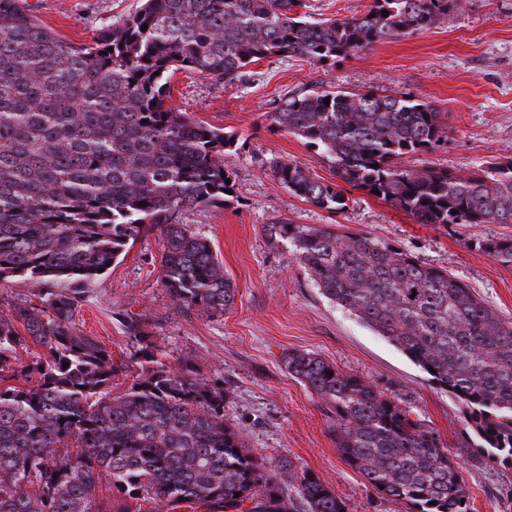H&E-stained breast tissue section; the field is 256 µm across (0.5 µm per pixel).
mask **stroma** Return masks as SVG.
Returning <instances> with one entry per match:
<instances>
[{"mask_svg":"<svg viewBox=\"0 0 512 512\" xmlns=\"http://www.w3.org/2000/svg\"><path fill=\"white\" fill-rule=\"evenodd\" d=\"M140 5L26 0L41 24L77 43ZM170 87L168 106L238 136L236 151L225 159L234 183L230 201L177 216L210 239L236 298L215 313L176 306L161 283V235L155 228L143 230L89 285L75 317L77 328L97 337L121 366L112 392L124 391L141 370L140 336L128 328L139 321L169 364L191 361L201 378L223 384L225 422L244 432L248 447L268 466L288 459L311 470L347 502L348 512H405L346 464L319 398L285 369L287 353L308 352L342 372L402 391L411 419L447 445L469 489L470 512H512V467L470 448L458 402L392 342L324 298L293 258L292 245L265 230L281 222L368 235L448 271L512 318V266L467 246L473 237L512 235V224H418L363 190L348 193L345 208L333 212L292 194L264 165L276 156L299 162L322 182L335 181L331 162L318 149L269 119L288 97L320 89L398 92L447 113V144L404 156L400 167L465 176L512 159V0H466L461 12L429 29L335 62L266 59L231 84L180 69Z\"/></svg>","mask_w":512,"mask_h":512,"instance_id":"35a3bbf8","label":"stroma"}]
</instances>
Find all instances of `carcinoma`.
Masks as SVG:
<instances>
[{
    "label": "carcinoma",
    "mask_w": 512,
    "mask_h": 512,
    "mask_svg": "<svg viewBox=\"0 0 512 512\" xmlns=\"http://www.w3.org/2000/svg\"><path fill=\"white\" fill-rule=\"evenodd\" d=\"M463 2L374 0L361 16L316 21L297 12L301 0H143L76 46L24 0H0V282L50 284L0 311V512H348L311 471L288 459L269 467L247 448L224 422V387L187 360L172 366L148 343L137 379L111 394L117 366L74 316L83 285L148 226L159 228L162 284L175 304L217 312L234 303L211 241L175 218L224 201V157L237 135L167 106L172 73L231 84L272 57L343 59L426 29ZM270 119L319 149L340 181L379 191L417 224H512V160L467 176L397 166L448 141L427 102L310 91ZM267 167L317 207L346 206L338 184L298 162L273 157ZM268 230L291 243L324 297L459 402L472 447L512 466V319L447 271L367 235ZM471 246L512 266V235ZM33 345L42 352L14 368ZM284 364L319 397L336 448L382 498L406 512H470L448 450L399 394L310 353L290 352ZM103 482L111 496L100 501Z\"/></svg>",
    "instance_id": "carcinoma-1"
}]
</instances>
